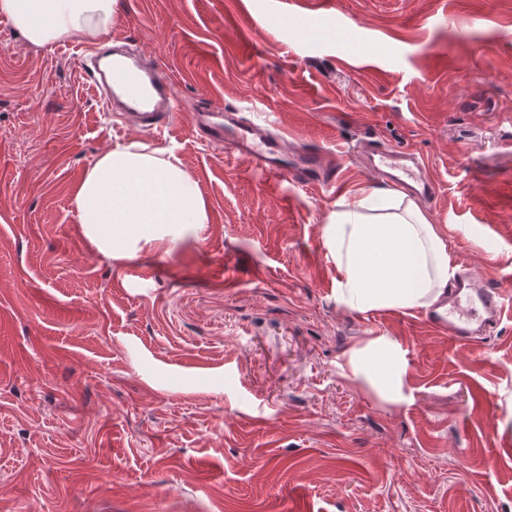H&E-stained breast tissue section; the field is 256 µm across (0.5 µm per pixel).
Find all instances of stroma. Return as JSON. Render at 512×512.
I'll use <instances>...</instances> for the list:
<instances>
[{
  "mask_svg": "<svg viewBox=\"0 0 512 512\" xmlns=\"http://www.w3.org/2000/svg\"><path fill=\"white\" fill-rule=\"evenodd\" d=\"M111 34L174 81L163 137L0 18V512H512V0H118ZM209 102L334 153L335 187L226 165L190 123ZM133 139L174 149L209 221L114 260L71 195ZM374 139L425 162L420 210L502 287L480 346L337 303L323 228L392 188L358 162ZM381 333L413 404L337 367Z\"/></svg>",
  "mask_w": 512,
  "mask_h": 512,
  "instance_id": "stroma-1",
  "label": "stroma"
}]
</instances>
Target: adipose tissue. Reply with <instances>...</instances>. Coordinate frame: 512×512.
<instances>
[{
    "mask_svg": "<svg viewBox=\"0 0 512 512\" xmlns=\"http://www.w3.org/2000/svg\"><path fill=\"white\" fill-rule=\"evenodd\" d=\"M116 0H0V17L44 47L112 26ZM78 224L97 250L127 260L157 242L175 243L207 223L197 181L178 160L162 159L140 141L103 153L72 193ZM324 246L339 277L336 300L357 312L432 309L457 267L445 238L403 193L362 189L353 206L333 211ZM338 367L395 405L413 402L405 350L371 336L347 350Z\"/></svg>",
    "mask_w": 512,
    "mask_h": 512,
    "instance_id": "ef3b65f1",
    "label": "adipose tissue"
}]
</instances>
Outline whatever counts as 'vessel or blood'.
<instances>
[{"label": "vessel or blood", "mask_w": 512, "mask_h": 512, "mask_svg": "<svg viewBox=\"0 0 512 512\" xmlns=\"http://www.w3.org/2000/svg\"><path fill=\"white\" fill-rule=\"evenodd\" d=\"M81 58L83 75L100 93L108 111L118 118L136 121L141 130L153 133L163 132L174 121L180 100L173 81L158 63L129 51L117 39L85 49ZM192 119L210 140L223 144L229 164H245L273 181L302 178L326 187L335 183L320 153L306 154L295 170L283 163V129L272 130L243 120L238 113L217 106L193 112ZM367 153L376 158L378 167L393 171L401 184H413L416 191L428 197L434 194L435 185L424 161L389 150L377 141L368 145ZM503 299L500 287L482 276L466 273L449 289L441 308L430 311L426 319L447 328L450 338L467 341L474 334H486L497 327L503 316Z\"/></svg>", "instance_id": "obj_1"}]
</instances>
